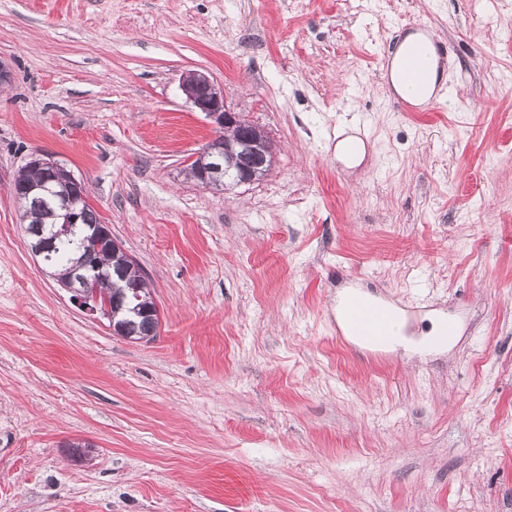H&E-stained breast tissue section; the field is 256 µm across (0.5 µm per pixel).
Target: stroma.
<instances>
[{
  "mask_svg": "<svg viewBox=\"0 0 512 512\" xmlns=\"http://www.w3.org/2000/svg\"><path fill=\"white\" fill-rule=\"evenodd\" d=\"M412 23L445 77L420 112L379 67ZM0 60V512H512V0H0ZM190 70L267 132L266 177L185 179L214 134ZM35 156L148 274L153 340L29 251ZM345 288L454 344L360 347ZM29 165H32V167H29ZM29 165L26 163L14 182V187L20 197V204L23 210L22 219L27 221L25 232L36 226L52 224L53 222L50 211L41 202L36 201L34 198L25 197V191L30 184L46 181L44 197L51 209H59L64 203L57 194L61 187L54 182L48 181L51 178L50 171L39 167H49L55 176V180L62 184L76 181L75 176L70 170L59 161L50 157H34L29 162Z\"/></svg>",
  "mask_w": 512,
  "mask_h": 512,
  "instance_id": "obj_1",
  "label": "stroma"
}]
</instances>
